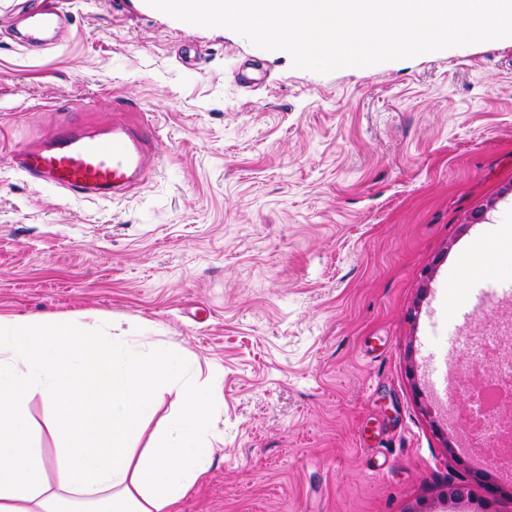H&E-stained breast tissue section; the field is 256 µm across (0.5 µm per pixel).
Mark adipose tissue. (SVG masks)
I'll return each mask as SVG.
<instances>
[{
	"instance_id": "ef3b65f1",
	"label": "adipose tissue",
	"mask_w": 512,
	"mask_h": 512,
	"mask_svg": "<svg viewBox=\"0 0 512 512\" xmlns=\"http://www.w3.org/2000/svg\"><path fill=\"white\" fill-rule=\"evenodd\" d=\"M201 376L182 349L144 336L0 314V512H176L219 440ZM164 390L178 409L135 450ZM36 398L59 442L52 455L31 432Z\"/></svg>"
}]
</instances>
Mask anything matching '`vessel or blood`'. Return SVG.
<instances>
[{
	"mask_svg": "<svg viewBox=\"0 0 512 512\" xmlns=\"http://www.w3.org/2000/svg\"><path fill=\"white\" fill-rule=\"evenodd\" d=\"M29 19L24 39L37 43L60 28L63 13L40 9L31 12ZM158 156L152 130L131 128L116 117L106 129L60 127L51 137L22 147L14 168L28 180L96 199L131 189Z\"/></svg>",
	"mask_w": 512,
	"mask_h": 512,
	"instance_id": "1",
	"label": "vessel or blood"
}]
</instances>
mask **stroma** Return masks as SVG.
I'll use <instances>...</instances> for the list:
<instances>
[{
    "label": "stroma",
    "instance_id": "1",
    "mask_svg": "<svg viewBox=\"0 0 512 512\" xmlns=\"http://www.w3.org/2000/svg\"><path fill=\"white\" fill-rule=\"evenodd\" d=\"M52 1L43 49L15 30L45 0H0V314L94 312L215 377L224 442L178 512H481L475 471L512 486L456 426L474 348L448 347L453 308L512 328V256L459 266L512 225V40L319 74L145 0ZM118 112L160 135L125 194L13 169L59 114Z\"/></svg>",
    "mask_w": 512,
    "mask_h": 512
}]
</instances>
